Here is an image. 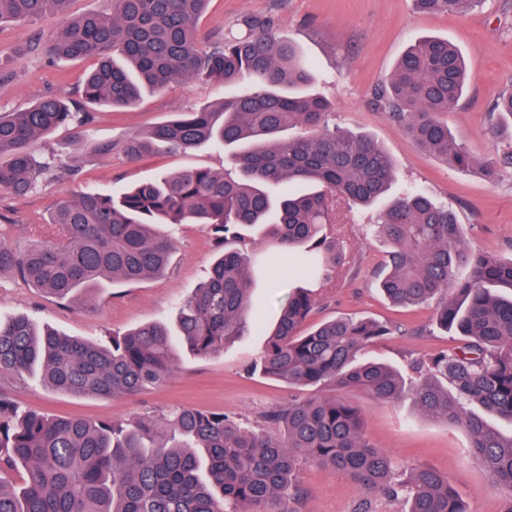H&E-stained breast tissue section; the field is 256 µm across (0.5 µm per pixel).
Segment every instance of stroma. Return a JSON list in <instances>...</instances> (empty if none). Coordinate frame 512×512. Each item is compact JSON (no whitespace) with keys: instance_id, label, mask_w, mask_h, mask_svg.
Segmentation results:
<instances>
[{"instance_id":"35a3bbf8","label":"stroma","mask_w":512,"mask_h":512,"mask_svg":"<svg viewBox=\"0 0 512 512\" xmlns=\"http://www.w3.org/2000/svg\"><path fill=\"white\" fill-rule=\"evenodd\" d=\"M267 12L280 17L281 35L294 42L313 66L316 80L310 91L332 102L331 124L373 135L393 158L401 184L452 204L474 250L512 258V171L492 181L477 167L465 171L449 167L416 148L400 125L370 103L374 87L388 79L410 44L427 35L445 38L462 50L469 69L468 89L447 115L450 130L483 161L512 147V124L494 123L490 115L497 96L512 90V0H486L464 16L425 15L414 9L412 0H211L199 26L206 33L221 32L245 15ZM31 31L24 24L0 26V66L17 72L14 81L0 83V112L29 106L47 95L78 102L83 78L93 66L88 59L50 63L36 54L20 56ZM235 92L232 86L219 89L195 80L145 95L132 108L97 106L92 110L90 134L95 140L120 139ZM36 150L62 163L77 162L79 173L48 182L23 198L0 197V237L20 247L31 243L32 228L46 223L62 194L117 190L188 167H224L223 152L206 148L155 155L137 164L119 155L100 158L87 149L74 151L65 129L37 143ZM375 216L372 210L353 216L339 211L336 230L347 263L335 287L322 292L313 320L356 314L400 325V333L368 348L365 356L390 364L411 381L415 378L411 363L427 360L452 339L431 329L429 309L394 307L380 292L377 274L385 253L365 235ZM165 232L173 243L167 271L135 284L103 283L95 293L94 309L88 312L63 305L15 276H0V321L25 315L60 333L102 344L140 324L175 325L179 304L206 277L218 249L195 224L172 225ZM248 251L254 271V315L258 324L268 326L276 321L288 288L304 284L305 279L297 264L272 258L259 235L251 236ZM274 281L279 284L275 290L270 287ZM264 343V336L253 331L226 345L223 355L215 358L180 351V368L168 381L133 397L72 396L47 388L36 375L10 382L9 387L23 407L52 417L126 424L184 405L224 411L240 423L262 428L266 414L286 405L295 394L288 384L252 372ZM342 396L363 411L365 436L394 454L402 468L424 464L450 473L470 512H502L504 497L470 459L469 437L460 425L434 420L407 400L382 404L357 389L343 391ZM298 483L303 492L298 512H358L363 503L370 512H402L404 507L399 498L367 497L339 470L304 463Z\"/></svg>"}]
</instances>
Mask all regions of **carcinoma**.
I'll use <instances>...</instances> for the list:
<instances>
[{"mask_svg": "<svg viewBox=\"0 0 512 512\" xmlns=\"http://www.w3.org/2000/svg\"><path fill=\"white\" fill-rule=\"evenodd\" d=\"M72 0H0V23L65 18L45 36L34 31L26 52L55 61L90 58L82 103L49 95L0 113V194L22 198L43 182L78 171L35 153L34 145L75 126V150L90 133L80 116L96 105L131 107L143 92L203 80L237 85L218 98L146 131L90 144L99 157L129 160L159 151L227 149L235 174L183 168L113 195L60 199L51 230L21 250L0 240V274L8 272L60 302L90 310L105 282L137 283L168 268L171 241L163 224H199L220 245L262 235L286 255L300 254L305 277L332 287L346 264L336 239L338 208L371 206L396 181L384 146L364 132L328 126L332 105L309 92L312 66L279 36L271 14L241 19L237 32L210 36L199 48V20L209 0H106L78 15ZM426 14H465L483 0H413ZM459 48L428 36L408 46L374 105L421 149L461 170L493 178L512 166V149L480 161L451 133L443 116L466 89ZM491 114L512 119V91ZM372 237L387 247L380 289L398 306H434L432 321L454 345L412 366L418 381L362 361L366 349L394 332L371 317H338L311 330L313 291L294 288L261 350L260 372L305 389L357 388L378 402L407 398L427 416L461 425L469 454L512 512V432L490 429L485 412L512 423V259L475 252L452 206L408 187L378 213ZM251 257L226 250L179 309L178 334L164 322L112 337L109 347L62 335L18 317L0 322V512H297L300 463L344 471L371 496L406 495L404 512H469L453 479L431 467L399 479L394 455L363 433V414L339 397L295 398L251 430L224 412L174 406L131 424L49 417L22 408L3 380L40 373L51 389L75 396L122 397L165 382L179 369L176 346L200 358L250 325ZM453 386L448 391L442 383ZM23 470L18 484L11 471Z\"/></svg>", "mask_w": 512, "mask_h": 512, "instance_id": "cac0c4a2", "label": "carcinoma"}]
</instances>
